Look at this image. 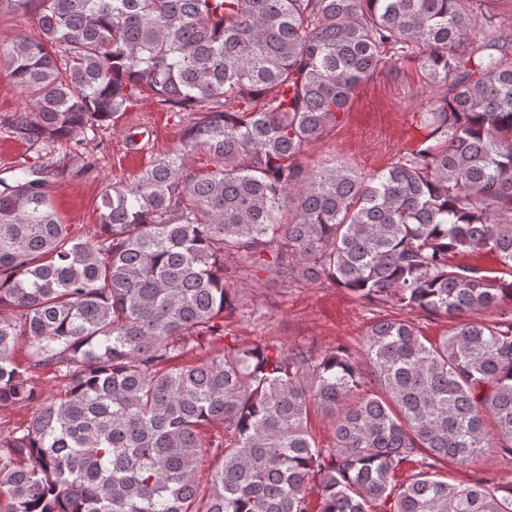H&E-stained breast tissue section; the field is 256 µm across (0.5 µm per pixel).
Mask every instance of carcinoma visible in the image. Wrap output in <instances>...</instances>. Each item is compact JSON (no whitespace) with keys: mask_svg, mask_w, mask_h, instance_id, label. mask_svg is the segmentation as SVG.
Wrapping results in <instances>:
<instances>
[{"mask_svg":"<svg viewBox=\"0 0 512 512\" xmlns=\"http://www.w3.org/2000/svg\"><path fill=\"white\" fill-rule=\"evenodd\" d=\"M496 2L0 0L39 29L0 43L31 100L0 125L33 153L0 177V406L34 408L0 441V512H512L511 475L439 471L512 455V315L475 319L512 297V17ZM402 62L434 88L411 148L377 174L302 164ZM146 93L197 114L180 147L110 185L94 227L62 223L51 184L94 174L103 131ZM463 252L501 276L454 265ZM242 266L448 330L386 320L321 355L242 343L224 334ZM448 482L473 483L482 478L508 476L512 473V458L498 448H486L467 468L448 462L445 468Z\"/></svg>","mask_w":512,"mask_h":512,"instance_id":"1","label":"carcinoma"}]
</instances>
